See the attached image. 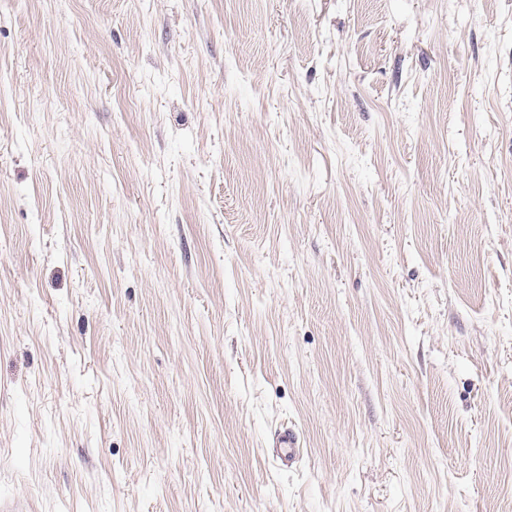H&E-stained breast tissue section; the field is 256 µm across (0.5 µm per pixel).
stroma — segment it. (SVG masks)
Returning <instances> with one entry per match:
<instances>
[{
  "label": "stroma",
  "instance_id": "35a3bbf8",
  "mask_svg": "<svg viewBox=\"0 0 512 512\" xmlns=\"http://www.w3.org/2000/svg\"><path fill=\"white\" fill-rule=\"evenodd\" d=\"M1 503L512 512V0H0Z\"/></svg>",
  "mask_w": 512,
  "mask_h": 512
}]
</instances>
